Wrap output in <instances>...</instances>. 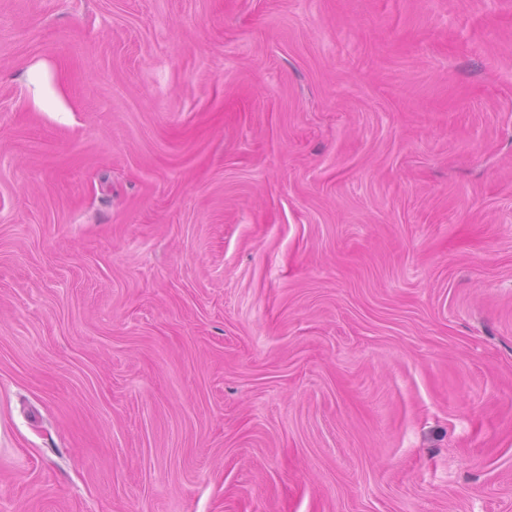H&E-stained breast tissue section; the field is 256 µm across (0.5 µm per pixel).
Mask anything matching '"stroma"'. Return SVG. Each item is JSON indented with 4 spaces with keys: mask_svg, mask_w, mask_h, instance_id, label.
I'll return each mask as SVG.
<instances>
[{
    "mask_svg": "<svg viewBox=\"0 0 512 512\" xmlns=\"http://www.w3.org/2000/svg\"><path fill=\"white\" fill-rule=\"evenodd\" d=\"M0 512H512V0H0Z\"/></svg>",
    "mask_w": 512,
    "mask_h": 512,
    "instance_id": "stroma-1",
    "label": "stroma"
}]
</instances>
